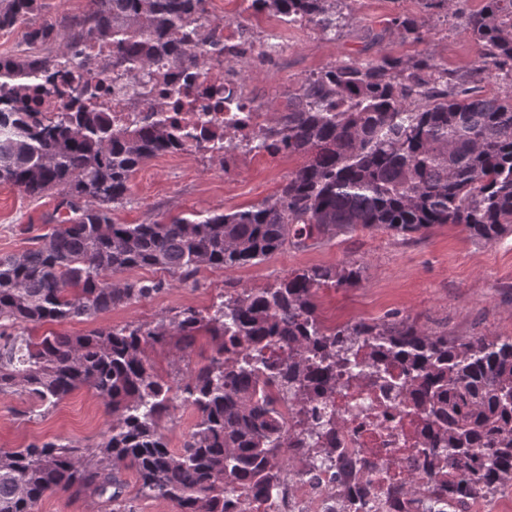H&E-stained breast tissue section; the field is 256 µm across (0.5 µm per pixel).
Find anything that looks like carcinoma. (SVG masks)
<instances>
[{
    "label": "carcinoma",
    "instance_id": "cac0c4a2",
    "mask_svg": "<svg viewBox=\"0 0 512 512\" xmlns=\"http://www.w3.org/2000/svg\"><path fill=\"white\" fill-rule=\"evenodd\" d=\"M207 0H87L79 14L51 19L39 0H0V30H22L23 55L0 56V185L58 198L37 246L0 257V392H21L44 411L85 387L110 420L93 446L71 440L0 448V512H35L57 492L121 497L122 466L140 492L178 512H248L278 495L284 454L304 468H336V420L317 403L336 394V372L376 381L399 369L402 389L424 409L428 433L414 445L421 473L388 491L395 512H469L470 503L512 485V336L448 338L406 321L323 326L315 290L355 285L361 269L312 267L267 288L227 294L210 311L191 308L152 324L52 332L28 330L97 317L159 291L163 283L112 277L159 269L186 281L203 268L255 264L291 243L383 227L423 233L460 224L497 240L512 227V94L483 96L478 73L512 72V0H485L467 17L480 45L472 72L450 74L429 51L339 62L288 94L278 123L253 150L304 159L276 196L246 209L119 224L134 174L182 150L172 124L116 129L87 88L57 112L8 109L42 89L28 75L78 54L95 38L112 66L134 79L163 78L187 65L207 39ZM338 0H249L290 25L336 28ZM414 42L427 32L396 19ZM205 334L216 356L179 380L149 362L150 348L189 347ZM197 413L181 448L160 431L173 397ZM298 429L288 431L289 411ZM374 461H359L354 492L368 495Z\"/></svg>",
    "mask_w": 512,
    "mask_h": 512
}]
</instances>
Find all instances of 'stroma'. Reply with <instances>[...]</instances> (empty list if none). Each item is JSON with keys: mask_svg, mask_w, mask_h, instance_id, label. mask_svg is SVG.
Here are the masks:
<instances>
[{"mask_svg": "<svg viewBox=\"0 0 512 512\" xmlns=\"http://www.w3.org/2000/svg\"><path fill=\"white\" fill-rule=\"evenodd\" d=\"M483 0H445L424 8L421 0H339L336 30L311 24L289 26L269 12L246 11L242 0H212L209 18L242 28L256 44L274 43L278 52L248 68L242 82L256 104L266 108L268 123L278 118L290 91L301 81L338 62H363L381 54L408 58L430 50L449 72L472 68L480 47L466 27L468 14ZM398 16L424 20L426 45L404 39L389 22ZM300 157L285 153L243 152L226 161L204 155L168 154L147 161L131 181L130 201L114 213L122 224L193 211H231L272 198ZM57 200L32 199L0 185V256L31 248ZM356 264L362 278L354 287L331 284L316 290L319 319L329 327L351 321L403 319L428 332L451 338L512 336V231L495 242L470 237L463 226L439 224L426 233L396 234L383 229L341 234L303 250L283 247L255 265L203 269L185 282L154 269L126 272L129 280L162 282L150 297L112 309L91 321L64 324L63 332L80 335L97 328L150 323L180 310L206 311L224 293L264 288L291 273L320 266ZM215 354L209 337H198L186 351L169 346L149 350L156 373L174 377L208 362ZM108 416L103 401L87 389L74 391L55 409L43 413L26 396L0 393V448H18L38 439L62 438L82 445L99 441ZM126 493L107 506L90 495L59 492L43 498L37 512H177L167 501L143 496L134 470L122 471Z\"/></svg>", "mask_w": 512, "mask_h": 512, "instance_id": "1", "label": "stroma"}]
</instances>
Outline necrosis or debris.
Wrapping results in <instances>:
<instances>
[{"instance_id": "4bbe7bcc", "label": "necrosis or debris", "mask_w": 512, "mask_h": 512, "mask_svg": "<svg viewBox=\"0 0 512 512\" xmlns=\"http://www.w3.org/2000/svg\"><path fill=\"white\" fill-rule=\"evenodd\" d=\"M213 46L207 47L201 66L168 67V86L182 89V111L163 112L188 133L186 148L212 156L228 155L229 144L244 148L259 142L266 128L264 114L255 102L241 112L215 111L216 102L227 97L241 98L245 90L231 59L246 60L253 50L242 42L237 26L208 24ZM76 84L99 86L104 92L105 110L113 127L127 128L145 123L153 115V105L161 98L154 86H129L128 76L112 70V48L103 41H90L68 65ZM123 91H116V83ZM328 414L338 424L337 440L344 449L339 470L351 472V459L366 457L375 461L370 475L377 494L376 512H389L381 495L383 488L402 479L416 467L412 446L419 435L424 414L405 400L399 390L386 391L358 376H341L333 398L326 404ZM284 497L294 512H354L345 491L339 490L331 474L297 476Z\"/></svg>"}]
</instances>
